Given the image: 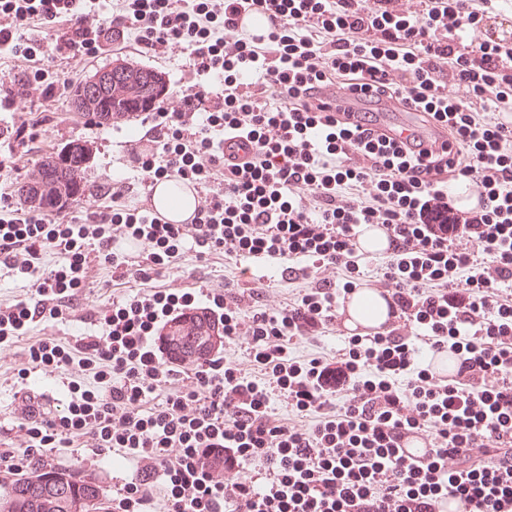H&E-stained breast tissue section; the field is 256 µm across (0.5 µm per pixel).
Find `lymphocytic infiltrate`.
Masks as SVG:
<instances>
[{
  "label": "lymphocytic infiltrate",
  "instance_id": "1",
  "mask_svg": "<svg viewBox=\"0 0 512 512\" xmlns=\"http://www.w3.org/2000/svg\"><path fill=\"white\" fill-rule=\"evenodd\" d=\"M386 2L112 0L111 16L88 28L77 21L95 0H0V51L18 26L85 45L135 29L146 48L187 54L196 75L221 86L201 121L193 108L205 91L183 95L134 158L198 188L196 223H156L122 205L119 189L111 211L68 224L35 211L0 221V264L34 288L0 305V344L62 316L91 254L138 284L113 301L81 358L51 337L29 346V362L60 372L76 363L95 384L69 382L60 412L30 408L18 424L26 464H45L48 449L77 434L143 464L161 480L167 512H436L448 497L467 512H512V37L492 26L494 0H418L402 17ZM244 9L264 15L266 36L226 42ZM336 83L404 95L446 124L452 153L405 154L376 137L370 110L338 119L316 101ZM452 83L464 98H448ZM235 148L250 159L225 163ZM461 181L477 186L481 211L440 219ZM365 224L389 235L384 266L369 267L355 248ZM121 240L147 246L149 264L115 252ZM43 251L57 264L35 267ZM188 253L279 262L289 290L274 307L263 286L233 277L217 292L153 287ZM361 285L394 315L387 331L311 358L290 353L335 329ZM202 300L224 342L183 373L164 357L163 331ZM423 348L451 353L453 377L420 361ZM279 399L287 417L274 412ZM410 431L429 436L427 460L400 454Z\"/></svg>",
  "mask_w": 512,
  "mask_h": 512
}]
</instances>
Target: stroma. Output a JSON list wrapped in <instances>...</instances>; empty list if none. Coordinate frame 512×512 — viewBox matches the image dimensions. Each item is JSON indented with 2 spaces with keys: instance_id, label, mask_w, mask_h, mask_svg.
<instances>
[{
  "instance_id": "obj_1",
  "label": "stroma",
  "mask_w": 512,
  "mask_h": 512,
  "mask_svg": "<svg viewBox=\"0 0 512 512\" xmlns=\"http://www.w3.org/2000/svg\"><path fill=\"white\" fill-rule=\"evenodd\" d=\"M33 37L27 28H17V51L0 54V218H11L13 211L23 209L17 188L36 174L37 161L74 141L89 148L91 159L84 195L70 205V214L86 216L111 206L112 198L103 189L115 183L124 188L125 205L140 206L147 197V175L133 162L132 151L154 125L152 113L107 126L93 125L71 110L70 89L96 70L124 62L161 71L170 92L188 91L199 78L190 69L187 56L177 51L154 53L137 45L135 32L128 31L123 39L98 48L74 43L62 49L55 37L48 35L33 59L21 50L22 44ZM243 269L249 279L265 285L269 303L282 301L285 282L281 267L254 259L228 267L219 255L201 261L187 255L165 270L155 285L176 289L202 285L217 291L223 288L225 276L238 275ZM130 290L128 283L113 280L111 264L93 259L80 300L64 320L38 321L27 335L0 346V448L28 447L17 423L31 403L64 405L68 380L93 381L92 376L76 368L64 375L35 367L27 361L29 346L38 338L53 336L73 347L82 339L98 335L100 314ZM72 442V447L52 453L50 466L97 473L105 497H112L117 487L139 477L141 467L137 463L85 447L79 435Z\"/></svg>"
}]
</instances>
